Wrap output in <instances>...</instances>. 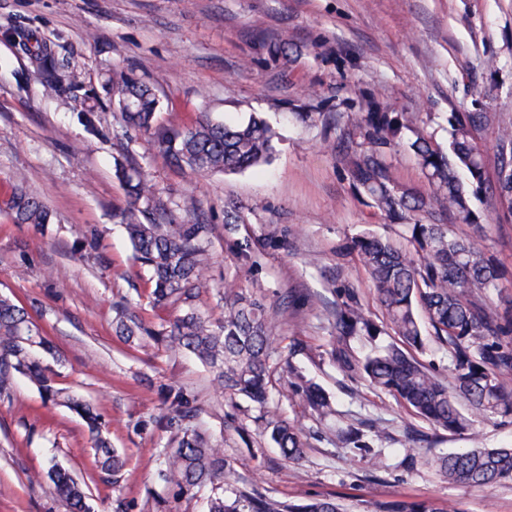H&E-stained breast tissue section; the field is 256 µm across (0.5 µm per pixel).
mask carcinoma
Listing matches in <instances>:
<instances>
[{"instance_id": "cac0c4a2", "label": "carcinoma", "mask_w": 512, "mask_h": 512, "mask_svg": "<svg viewBox=\"0 0 512 512\" xmlns=\"http://www.w3.org/2000/svg\"><path fill=\"white\" fill-rule=\"evenodd\" d=\"M35 58L50 95H70L81 88L78 74L67 60L41 44ZM111 100L123 127L150 137L175 163L198 172L237 173L270 162L275 131L268 120L254 113L242 122L215 121L201 112L184 127L156 122L159 100L153 89L129 73L110 80ZM503 128L494 175L478 147L480 132L488 125ZM406 140L429 187L425 195L402 185L387 162V149ZM342 161L353 186L368 207L397 227L399 239L383 237L366 228L348 239L339 256L361 268L372 282L382 309L381 324L365 312L356 285L336 279L344 300L330 312L335 331L329 355L351 373L393 396L414 416L436 429L461 434L474 427L478 416L512 418V315L502 316L486 303V295L508 282L498 257L453 225L465 224L476 233L484 224L471 197L484 191L495 198L498 221L512 222V121L497 112H476L451 119L448 147L437 143L425 129L402 113L372 107L350 119L345 128ZM126 203L117 209L136 261L151 270V292L157 305L178 303L181 313L158 328L144 325L133 307L120 305L113 319L115 335L137 346L153 345L170 353L189 351L211 370L218 387L231 399L245 398L258 405L260 421L282 456L297 461L308 447L307 435L295 420L280 417L268 407L271 378L281 367V355L270 336L276 314L247 289L224 286V320L213 322L195 307L200 293L211 288L205 260L211 227L185 220L172 212L160 188L137 164L116 163ZM447 214L444 224L432 205ZM16 224L43 226L48 208L23 184L6 201ZM393 335L397 341L372 349L358 358L351 342ZM448 350L451 381L442 379L416 357L426 350V337ZM52 345L34 329L27 309L0 297V396L10 393L15 374L37 384L44 397L60 402L87 424L94 440L100 471L109 481L123 470V458L112 448L105 424L87 400L64 393L50 384L35 349ZM291 386L325 419L333 414L330 401L317 386L292 372ZM165 412L142 421L169 435L160 479L188 495L205 484L238 482L224 449L190 426L196 410L181 389L163 394ZM470 413L464 414L460 402ZM447 481L486 485L512 481V448L474 447L438 456L430 461ZM47 478L55 497L70 512H89L86 493L69 472L53 464ZM208 512H342L340 504L319 499L298 504L239 489L232 502L217 496ZM388 512H456L428 500L402 501Z\"/></svg>"}]
</instances>
